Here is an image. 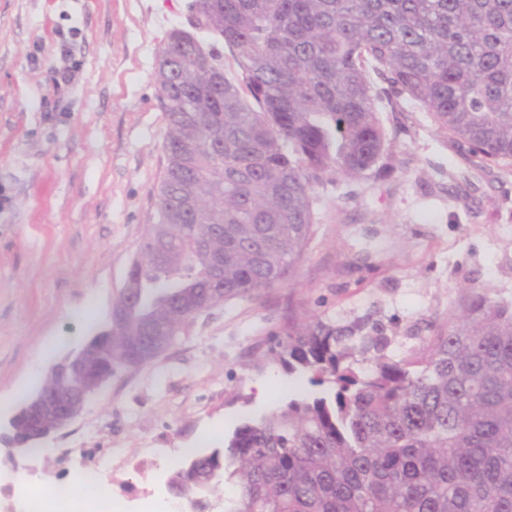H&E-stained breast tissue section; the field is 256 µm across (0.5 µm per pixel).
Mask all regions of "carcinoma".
I'll return each mask as SVG.
<instances>
[{
  "mask_svg": "<svg viewBox=\"0 0 512 512\" xmlns=\"http://www.w3.org/2000/svg\"><path fill=\"white\" fill-rule=\"evenodd\" d=\"M200 29L234 51L209 77L175 29L156 82L167 133L156 222L112 312V376L142 368L204 312L291 280L314 236L316 188L390 156L370 74L482 166L512 165V0H215ZM357 322H288L262 359L318 391L244 417L223 448L175 465L169 488L209 512H512V303L466 289L414 353ZM374 352L365 371L359 357Z\"/></svg>",
  "mask_w": 512,
  "mask_h": 512,
  "instance_id": "obj_1",
  "label": "carcinoma"
}]
</instances>
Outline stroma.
I'll use <instances>...</instances> for the list:
<instances>
[{
	"instance_id": "35a3bbf8",
	"label": "stroma",
	"mask_w": 512,
	"mask_h": 512,
	"mask_svg": "<svg viewBox=\"0 0 512 512\" xmlns=\"http://www.w3.org/2000/svg\"><path fill=\"white\" fill-rule=\"evenodd\" d=\"M189 0H0V421L97 332L150 224L165 163L155 79ZM72 75L62 81L61 72ZM379 178L318 188L315 236L291 282L201 316L140 371L112 379L43 452L0 458L13 488L47 496L104 475L113 499L169 512L176 462L222 447L303 385L260 362L292 313L380 327L419 348L462 288L512 301V167L480 166L419 110H382Z\"/></svg>"
}]
</instances>
